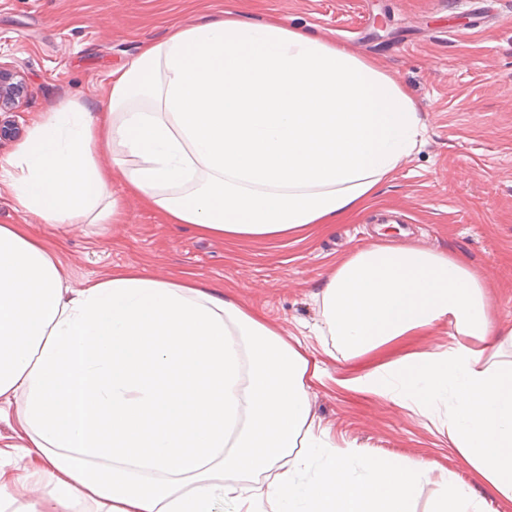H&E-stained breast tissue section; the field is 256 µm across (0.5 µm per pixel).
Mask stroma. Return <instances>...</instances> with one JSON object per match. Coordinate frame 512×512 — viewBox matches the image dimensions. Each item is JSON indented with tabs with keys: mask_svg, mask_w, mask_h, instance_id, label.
<instances>
[{
	"mask_svg": "<svg viewBox=\"0 0 512 512\" xmlns=\"http://www.w3.org/2000/svg\"><path fill=\"white\" fill-rule=\"evenodd\" d=\"M457 0H0V61L27 82L24 105L0 112L12 153L33 121L66 98L99 100L107 74L173 24L191 26L240 6L251 19L322 33L372 59L413 97L424 127L413 152L352 221L305 240L229 243L165 223L136 198L112 224L30 233L56 249L69 285L134 265L160 279L223 284L288 334L314 324L312 298L339 259L373 243L408 244L466 260L487 281L496 316L512 323V0H481L482 23ZM330 379L311 409L337 446L427 461L470 480L468 465L426 418L391 401L336 388L344 370L310 339Z\"/></svg>",
	"mask_w": 512,
	"mask_h": 512,
	"instance_id": "1",
	"label": "stroma"
}]
</instances>
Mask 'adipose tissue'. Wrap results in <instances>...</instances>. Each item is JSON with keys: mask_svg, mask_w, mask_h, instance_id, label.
Returning a JSON list of instances; mask_svg holds the SVG:
<instances>
[{"mask_svg": "<svg viewBox=\"0 0 512 512\" xmlns=\"http://www.w3.org/2000/svg\"><path fill=\"white\" fill-rule=\"evenodd\" d=\"M107 98L50 107L0 159L17 211L63 234L122 220L134 195L206 238L299 241L363 209L420 127L374 61L233 8L145 43ZM314 297L353 365L335 384L429 418L487 495L425 461L335 448L309 405L322 362L223 288L123 266L74 289L56 250L0 224V417L16 437L0 444V512H415L430 484L433 512L512 503V325L482 277L372 244ZM442 326L446 347L403 349ZM261 470L273 480L246 482Z\"/></svg>", "mask_w": 512, "mask_h": 512, "instance_id": "ef3b65f1", "label": "adipose tissue"}]
</instances>
